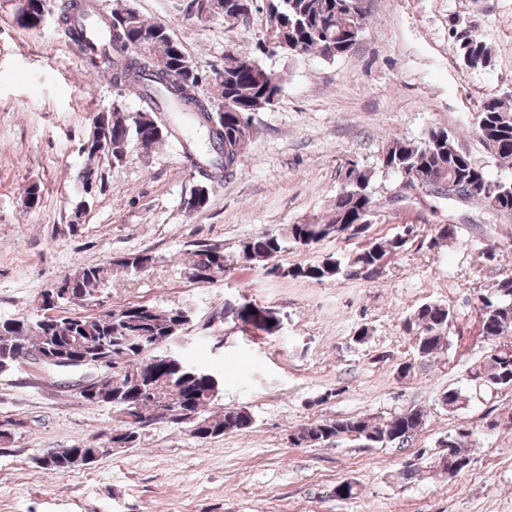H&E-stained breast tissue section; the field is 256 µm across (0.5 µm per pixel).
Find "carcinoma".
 <instances>
[{"label": "carcinoma", "mask_w": 512, "mask_h": 512, "mask_svg": "<svg viewBox=\"0 0 512 512\" xmlns=\"http://www.w3.org/2000/svg\"><path fill=\"white\" fill-rule=\"evenodd\" d=\"M267 40L257 43L263 53L276 50L288 54H317L334 61L351 52L354 41L361 39L370 12L354 9V0H266ZM90 17L106 36L110 48L99 49L85 36V29L75 23L78 17ZM58 24L63 34L73 42L83 44L97 62L112 76V83L123 87L135 80L134 90L144 103L142 112L149 116L161 115L171 129L157 132L150 121L138 126L130 113L117 101L106 112L111 145L99 152L90 147L86 137L79 150L88 163L81 173L83 194L92 193L103 184L102 174L92 160L109 155L112 162L123 161L130 139L149 147L167 137H177L181 129L179 119L199 124L197 113L206 107L195 98L189 86L201 75L195 63L182 49L170 50L171 35L161 22L144 19L132 7L114 11L108 16L94 13L89 7L78 6V0H61ZM471 45L468 67H486L491 52L477 38H469ZM166 57V70L156 72L148 60ZM220 80L218 94L224 103V134L208 142L203 159L187 153L199 175V183L190 197L205 194L214 184L232 178L241 165L253 137V113L272 105L282 91L281 78L265 71L249 53H228L224 68L213 72ZM474 133L483 146L498 161H512V105L500 98H489L477 112ZM382 168L396 175L404 173L422 182L421 194L427 198H448L447 178L452 183L479 184L481 188L466 194V200L478 201L490 212L512 213V180L501 187L494 186L484 168L456 144L455 137L444 129H431L419 141L399 137L390 138L380 158ZM345 188L336 196L330 215L309 224H292L289 240L308 247L327 238L359 240L357 249L345 259L327 257L322 261L282 267L277 258L286 250L284 239L263 231L252 234L239 243L238 259L258 264L264 274L277 278L303 279L325 282L339 278L371 280L379 277L375 270L386 268L390 259L400 254L408 238L398 232L391 237L369 236L371 223L378 213L372 211L374 195L370 190V176L354 161L343 173ZM364 222V227L350 234L343 229ZM458 225L453 218L446 224L431 228L433 241L441 243L457 239ZM192 266L203 272V281L227 271L224 248L216 244H197L192 253ZM153 257L145 251L127 252L112 259L110 266L87 264L77 267L65 279L75 297L97 299L109 283V267L139 273L150 266ZM74 303L62 298L56 300L51 291L41 293L33 319H0V375L5 366L36 357L50 348L71 350L83 358H104L97 387L100 393L112 395L113 426L103 439L55 448L42 456L38 466L58 475L80 467L78 457L96 451L101 455L112 448H135L143 437L138 429L129 432L132 423L125 413H135L155 423L165 421L187 431L197 439L207 440L228 432L249 431L254 419L244 408L213 409L221 395L223 381L210 371L186 363L179 354L170 360L156 359L149 351L156 341L173 347L189 325L182 319V307L163 308L138 303L121 309H102L91 315L72 312ZM267 307L252 301L233 311L222 308L220 316L231 317L243 325H250L268 335L277 332V325L268 324L262 317ZM477 313L484 336L490 342L486 356L470 372V381L481 388L506 387L512 384V272L500 275L489 287L488 294L479 298ZM452 322L450 308L428 303L419 306L404 320L403 330L413 336L415 361L405 363V380L432 355L448 348L449 328ZM181 403L184 419L172 420L164 408L170 399ZM425 423L419 409L375 419L370 416L329 418L301 426L290 434L289 442L296 445L317 446L339 441H360L368 446H383L399 441L405 443L414 437ZM25 426L20 419L0 422V443L11 441L16 431Z\"/></svg>", "instance_id": "carcinoma-1"}]
</instances>
